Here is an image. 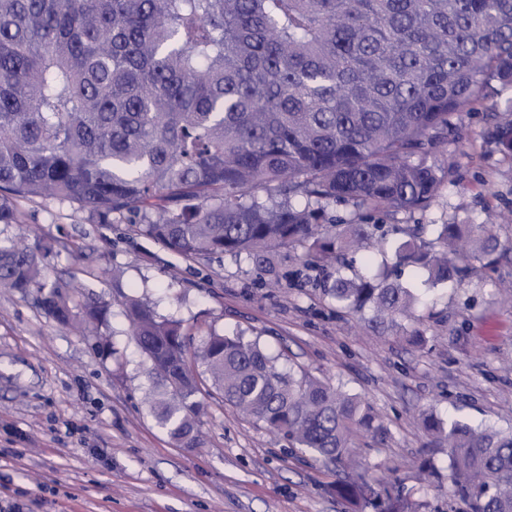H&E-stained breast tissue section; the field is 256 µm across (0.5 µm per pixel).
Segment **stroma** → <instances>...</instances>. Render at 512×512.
Listing matches in <instances>:
<instances>
[{
  "label": "stroma",
  "mask_w": 512,
  "mask_h": 512,
  "mask_svg": "<svg viewBox=\"0 0 512 512\" xmlns=\"http://www.w3.org/2000/svg\"><path fill=\"white\" fill-rule=\"evenodd\" d=\"M511 106L512 87L494 81L484 101L456 116L442 155L453 174L428 208L331 207L337 223L376 224L390 240L416 224L499 217L506 251L489 267L472 261L457 287H428L386 255L419 298L413 316L389 327L373 325L371 311L337 307L297 256L280 253L271 272L244 256L187 259L131 225L90 223L66 203L20 202V223L0 224V241L53 239L49 280L110 303L115 352L55 323L34 298L0 291V512H353L334 487L354 470L288 451L225 403L200 365L201 443L177 447L150 414L152 383L127 334L126 295L181 321L188 353L210 333L240 335L281 368L361 396L386 429L357 441L367 473L399 487L418 512H469L447 482L422 472L425 456L441 468L448 461L422 418L512 431V303L502 290L512 283V154L498 137Z\"/></svg>",
  "instance_id": "obj_1"
}]
</instances>
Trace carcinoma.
<instances>
[{
  "label": "carcinoma",
  "instance_id": "carcinoma-1",
  "mask_svg": "<svg viewBox=\"0 0 512 512\" xmlns=\"http://www.w3.org/2000/svg\"><path fill=\"white\" fill-rule=\"evenodd\" d=\"M492 80L512 84V0H0V224L18 222L16 200L40 199L132 224L187 259L271 268L299 248L337 305L394 325L418 299L385 269L341 275L375 227L340 228L327 207H428L451 177L436 155L454 116ZM425 230L394 253L436 287L461 284L465 258H500L486 224H436L429 243ZM52 249L0 244V288L114 354L100 336L109 304L48 281ZM123 305L157 424L198 447L205 407L181 323L134 296ZM199 358L224 401L317 459L343 464L355 437L384 434L364 399L280 369L256 342L213 332ZM425 429L448 445L470 512H512V432L433 415ZM337 492L417 512L364 474Z\"/></svg>",
  "mask_w": 512,
  "mask_h": 512
}]
</instances>
